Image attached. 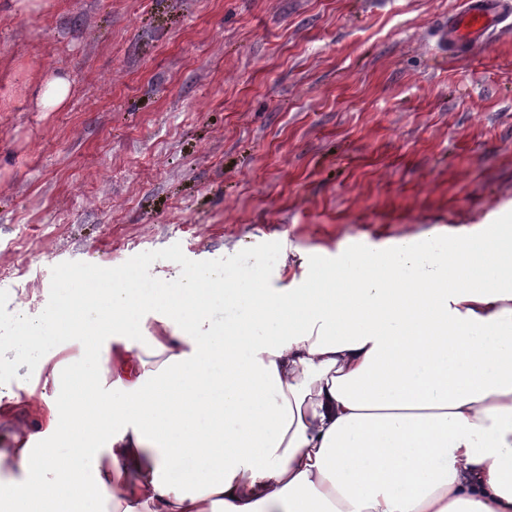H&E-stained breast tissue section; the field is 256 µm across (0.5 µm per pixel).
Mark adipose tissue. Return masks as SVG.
I'll return each instance as SVG.
<instances>
[{
	"instance_id": "adipose-tissue-1",
	"label": "adipose tissue",
	"mask_w": 512,
	"mask_h": 512,
	"mask_svg": "<svg viewBox=\"0 0 512 512\" xmlns=\"http://www.w3.org/2000/svg\"><path fill=\"white\" fill-rule=\"evenodd\" d=\"M501 237L491 226L483 248L466 239L452 257L428 232L337 261L329 300L259 290L230 312L248 320L246 336L217 347L197 279L180 284L186 325L159 307L164 335L135 345L123 336L135 326L130 291L113 289L111 315L96 322L119 335L103 346L94 395L49 404L41 450H0L27 476L20 512H46L59 487L75 498L95 488L106 512L130 473L123 512H512V350L478 342L512 334ZM140 354L162 361L140 371ZM228 375L237 387L226 402L244 400L245 415L215 403L222 426L175 454L174 397Z\"/></svg>"
}]
</instances>
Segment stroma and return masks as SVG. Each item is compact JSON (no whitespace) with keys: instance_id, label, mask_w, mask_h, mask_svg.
<instances>
[{"instance_id":"35a3bbf8","label":"stroma","mask_w":512,"mask_h":512,"mask_svg":"<svg viewBox=\"0 0 512 512\" xmlns=\"http://www.w3.org/2000/svg\"><path fill=\"white\" fill-rule=\"evenodd\" d=\"M459 4L0 0L8 312L38 315L64 261L277 241L285 292L359 244L512 225V24L449 51ZM38 86L37 103L43 112H52L61 106L70 92V82L62 74L51 75Z\"/></svg>"}]
</instances>
